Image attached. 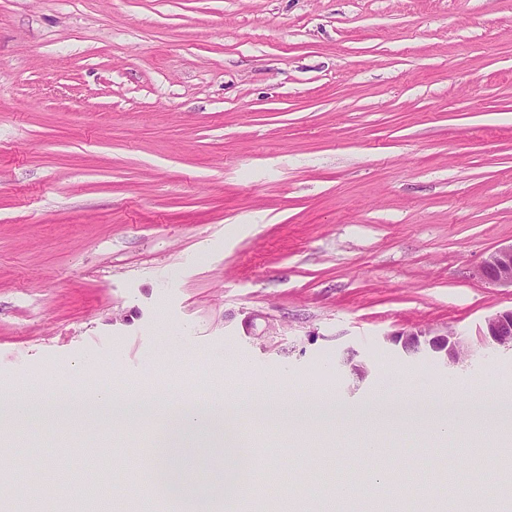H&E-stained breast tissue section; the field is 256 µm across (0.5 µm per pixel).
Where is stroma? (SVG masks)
Masks as SVG:
<instances>
[{
    "mask_svg": "<svg viewBox=\"0 0 512 512\" xmlns=\"http://www.w3.org/2000/svg\"><path fill=\"white\" fill-rule=\"evenodd\" d=\"M512 244V0H0V392L97 384L171 400L378 392L457 403L512 394V350L483 338L512 290L482 261ZM260 320H253V313ZM279 325L262 335L263 318ZM448 330L454 367L386 334ZM354 349L371 367L353 381ZM245 471L303 481L311 512H344L336 475L363 474L344 426L293 430L243 409ZM162 416L129 433L51 411L0 442V487L37 458L16 505L80 499L162 512L150 460ZM394 468L367 488L458 512L469 473L494 476L483 428L365 421Z\"/></svg>",
    "mask_w": 512,
    "mask_h": 512,
    "instance_id": "35a3bbf8",
    "label": "stroma"
}]
</instances>
